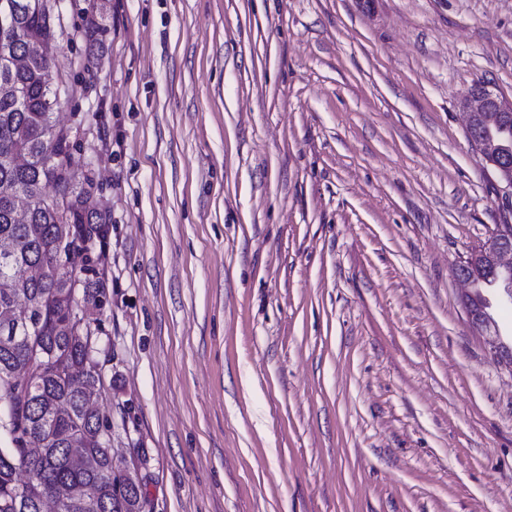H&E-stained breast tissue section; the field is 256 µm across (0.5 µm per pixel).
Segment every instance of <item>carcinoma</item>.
I'll list each match as a JSON object with an SVG mask.
<instances>
[{
	"label": "carcinoma",
	"mask_w": 512,
	"mask_h": 512,
	"mask_svg": "<svg viewBox=\"0 0 512 512\" xmlns=\"http://www.w3.org/2000/svg\"><path fill=\"white\" fill-rule=\"evenodd\" d=\"M19 15L22 38L0 31V512H46L54 493L62 512H145L138 476L112 463V424L89 400L103 385L93 347L92 315L108 302L98 261L81 244L105 232L85 208L86 182L76 179L77 144L54 119L56 90L43 78L57 48L51 12ZM54 156L52 164L47 155ZM68 196L59 209L56 198ZM83 284L77 298L76 286ZM37 308L34 328L16 311Z\"/></svg>",
	"instance_id": "obj_1"
}]
</instances>
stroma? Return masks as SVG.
<instances>
[{
    "instance_id": "obj_1",
    "label": "stroma",
    "mask_w": 512,
    "mask_h": 512,
    "mask_svg": "<svg viewBox=\"0 0 512 512\" xmlns=\"http://www.w3.org/2000/svg\"><path fill=\"white\" fill-rule=\"evenodd\" d=\"M61 0L93 326L146 512H512V369L454 267L508 215L460 101L512 0Z\"/></svg>"
}]
</instances>
